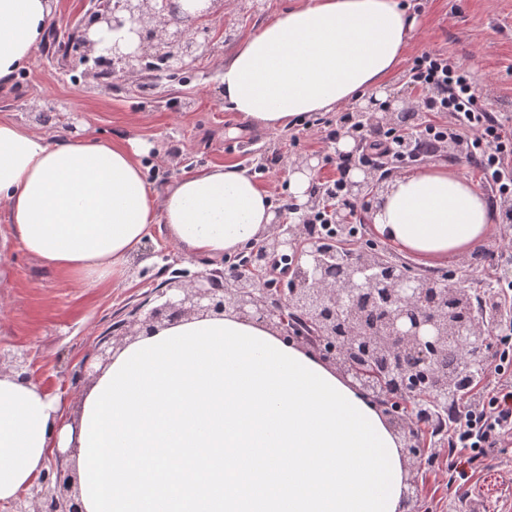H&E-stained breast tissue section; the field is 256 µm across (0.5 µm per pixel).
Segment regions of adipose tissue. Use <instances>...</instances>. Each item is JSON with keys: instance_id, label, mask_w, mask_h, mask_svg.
Here are the masks:
<instances>
[{"instance_id": "obj_1", "label": "adipose tissue", "mask_w": 512, "mask_h": 512, "mask_svg": "<svg viewBox=\"0 0 512 512\" xmlns=\"http://www.w3.org/2000/svg\"><path fill=\"white\" fill-rule=\"evenodd\" d=\"M54 13L55 0H0V84L35 62ZM417 28L397 0H306L238 43L221 70L224 107L278 131L304 114L385 100ZM149 149L140 140L103 142L88 133L52 141L0 120V203L10 228L0 251L18 243L93 287L125 279L129 257L155 224L212 258L269 231L274 205L245 171L217 165L159 195L141 164ZM369 219L386 242L427 267L484 245L494 230L485 194L443 164L397 176ZM74 440L57 396L0 373V502L26 492L55 447Z\"/></svg>"}]
</instances>
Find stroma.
<instances>
[{
	"label": "stroma",
	"instance_id": "1",
	"mask_svg": "<svg viewBox=\"0 0 512 512\" xmlns=\"http://www.w3.org/2000/svg\"><path fill=\"white\" fill-rule=\"evenodd\" d=\"M302 0H263L250 11L244 0H219L209 20L215 40L185 69L187 81L161 87L154 98H141L140 76L117 78L115 90L101 89L90 78L65 75L61 65L39 48L25 77L0 86V119L20 122L58 140L70 137L63 117H74L77 128H89L97 138L139 139L151 144L143 157L154 168L152 184L165 192L183 175L219 164L255 170L271 157L279 166L265 190L288 184L286 164L298 156L332 152L333 146L308 139L301 125L277 132L247 124L225 110L218 75L233 52L225 31L244 38L274 14L300 5ZM416 19L420 32L404 50L391 78V92L405 98L412 92L406 73L414 57L436 50L467 66L474 75L480 109L512 116V0H421ZM61 102L59 119L42 122L40 108ZM180 267L220 269L224 262L192 254L178 247L165 225L156 224L141 250L127 263L125 282L96 287L75 283L66 273L52 270L21 248L0 256V354L26 353L34 380L61 396L65 420L79 414L83 388L70 377L85 358L110 344L113 326L129 319L153 288L170 276L167 256ZM498 470H486L471 480L478 512H512V448Z\"/></svg>",
	"mask_w": 512,
	"mask_h": 512
}]
</instances>
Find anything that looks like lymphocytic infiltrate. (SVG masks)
I'll return each instance as SVG.
<instances>
[{
    "label": "lymphocytic infiltrate",
    "mask_w": 512,
    "mask_h": 512,
    "mask_svg": "<svg viewBox=\"0 0 512 512\" xmlns=\"http://www.w3.org/2000/svg\"><path fill=\"white\" fill-rule=\"evenodd\" d=\"M414 92L412 110L418 121L410 129H390L378 135L360 133L358 151L363 162L375 170L400 165L391 153L398 141L412 142L418 151L447 138H466L470 158L491 185L499 234L491 255L492 275L487 286L475 291L477 305L492 300L503 320L512 321V128L496 114L478 110L470 72L451 62L447 55L424 51L409 69ZM333 170L326 184L332 191L328 208L314 212L310 223L335 230L333 207L359 214L355 201L343 192L346 166L343 157L325 155ZM453 416L447 430L433 432L428 449L447 460L457 475L454 495L468 494L470 480L502 449L512 446V333L502 330L492 346L487 369L469 379L466 399L452 402Z\"/></svg>",
    "instance_id": "lymphocytic-infiltrate-1"
}]
</instances>
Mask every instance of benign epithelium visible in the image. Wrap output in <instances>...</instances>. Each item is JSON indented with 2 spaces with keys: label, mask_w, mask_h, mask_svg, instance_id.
<instances>
[{
  "label": "benign epithelium",
  "mask_w": 512,
  "mask_h": 512,
  "mask_svg": "<svg viewBox=\"0 0 512 512\" xmlns=\"http://www.w3.org/2000/svg\"><path fill=\"white\" fill-rule=\"evenodd\" d=\"M210 16L209 8L187 11L181 24L174 27L169 20V0H137L131 8L121 0H88L77 24L79 39L74 53L64 57L66 71L80 69L83 76L95 78L98 61L106 58L113 74H137L141 69L134 61L149 43L164 48L169 65L185 66L212 43L203 24ZM405 111L406 102L392 98L377 107L356 110L353 116L358 128L379 133ZM348 156L363 175L360 180H348V196L368 216L376 209L391 176L358 164L354 151ZM311 160L305 156L289 163L293 171L306 168L313 172L307 202L288 208L290 214L305 213L301 222H286L283 212L278 211L269 234L247 243L228 258L224 269L175 270L165 287L156 290L155 296L123 323L121 332L112 337V348L121 349L129 337L134 339L185 318L226 313L262 323L289 343L311 347L379 407L400 435L409 470L403 508L417 512L424 419L447 410L448 391L455 384L451 374H442L440 360L448 355V347L463 345L471 349L467 367L476 372L486 369L488 319L480 314L457 326L448 324V296L464 301L467 289L448 287L446 278L425 281L386 250L347 252L327 247V241L315 235L308 224V216L324 203V198L313 192L322 179ZM273 262H281L292 271L291 277L276 281L274 286L265 279ZM336 263L345 268L340 282L330 275V266ZM364 294L383 315L384 327L379 332L370 331L356 318V305ZM295 312L305 315L306 329L295 332L288 326L289 315ZM7 371L29 378L26 357L0 356V373ZM419 376L428 383L432 397L410 420L391 408L393 389L411 393ZM62 458L63 454L55 451L38 483L30 494L12 503L11 512H83L74 491V477L61 463Z\"/></svg>",
  "instance_id": "benign-epithelium-1"
}]
</instances>
